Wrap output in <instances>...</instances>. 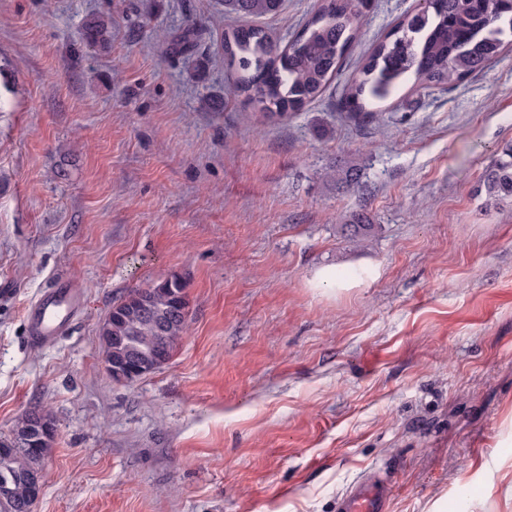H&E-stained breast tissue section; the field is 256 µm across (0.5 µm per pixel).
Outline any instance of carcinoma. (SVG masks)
Masks as SVG:
<instances>
[{"instance_id": "obj_1", "label": "carcinoma", "mask_w": 512, "mask_h": 512, "mask_svg": "<svg viewBox=\"0 0 512 512\" xmlns=\"http://www.w3.org/2000/svg\"><path fill=\"white\" fill-rule=\"evenodd\" d=\"M371 0H327L284 49L263 28L236 25L224 32V61L234 70L233 89L245 94L271 116H286L315 101L336 76L357 37L356 21ZM282 0H224L227 12L243 17H265L280 11ZM88 38L109 41V25L89 22ZM512 47V0H423L372 49L347 87L342 108L353 119L374 116L367 102L386 99L410 78L423 89L451 84L480 72ZM507 161L485 170L484 185L497 199L512 198V146ZM361 168L347 161L327 172L339 185L359 188ZM357 236L374 230L365 213L351 217ZM186 287L178 278L131 290L100 328L104 358L125 354L123 337L131 336L142 358L164 364L171 359L187 329ZM51 445L30 455H0V474L15 481V497L0 501V512H30L24 475L41 468Z\"/></svg>"}]
</instances>
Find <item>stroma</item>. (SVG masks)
I'll return each instance as SVG.
<instances>
[{"label":"stroma","mask_w":512,"mask_h":512,"mask_svg":"<svg viewBox=\"0 0 512 512\" xmlns=\"http://www.w3.org/2000/svg\"><path fill=\"white\" fill-rule=\"evenodd\" d=\"M322 3L260 24L286 45ZM419 7L372 0L322 96L269 118L230 87L221 0H0V437L33 406L57 426L32 512H336L374 467L390 512H512V201L483 183L512 145V51L401 84L381 122L340 110ZM347 159L365 191L327 180ZM173 276L183 341L113 381L102 323ZM60 277L84 302L34 345L24 309Z\"/></svg>","instance_id":"35a3bbf8"}]
</instances>
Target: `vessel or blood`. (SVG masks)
<instances>
[{"label":"vessel or blood","mask_w":512,"mask_h":512,"mask_svg":"<svg viewBox=\"0 0 512 512\" xmlns=\"http://www.w3.org/2000/svg\"><path fill=\"white\" fill-rule=\"evenodd\" d=\"M82 293L68 281L46 288L26 314L32 338L38 343L56 340L71 325ZM393 485L386 472L372 469L356 479L337 499L336 512H388Z\"/></svg>","instance_id":"vessel-or-blood-1"}]
</instances>
